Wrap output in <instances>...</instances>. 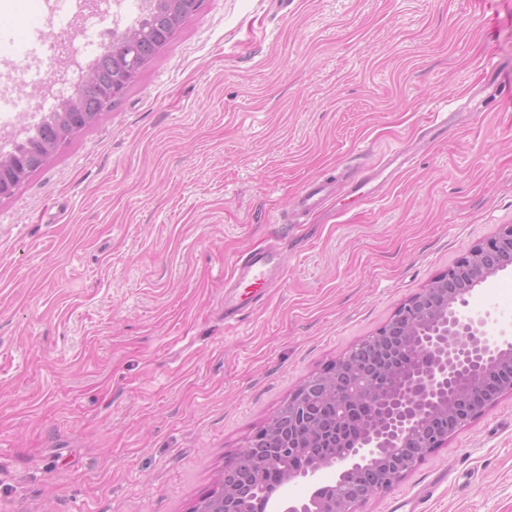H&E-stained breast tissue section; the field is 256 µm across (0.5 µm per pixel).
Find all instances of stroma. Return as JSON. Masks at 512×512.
Wrapping results in <instances>:
<instances>
[{
    "label": "stroma",
    "instance_id": "35a3bbf8",
    "mask_svg": "<svg viewBox=\"0 0 512 512\" xmlns=\"http://www.w3.org/2000/svg\"><path fill=\"white\" fill-rule=\"evenodd\" d=\"M448 109V126L432 114ZM412 149L363 208L309 180ZM512 224V0H204L0 198V512H193L310 375ZM278 243L284 281L224 317ZM512 326V268L467 312ZM357 512H512V394ZM334 194L335 191L331 183L321 179L308 181L294 200L293 207L295 216L297 218L307 217L317 212ZM232 295L224 292L225 314L239 315L254 309L269 288H274L281 274V256L276 247L250 252L236 270Z\"/></svg>",
    "mask_w": 512,
    "mask_h": 512
}]
</instances>
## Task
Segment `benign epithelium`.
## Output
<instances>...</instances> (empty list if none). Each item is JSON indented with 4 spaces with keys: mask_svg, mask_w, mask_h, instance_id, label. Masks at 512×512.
<instances>
[{
    "mask_svg": "<svg viewBox=\"0 0 512 512\" xmlns=\"http://www.w3.org/2000/svg\"><path fill=\"white\" fill-rule=\"evenodd\" d=\"M26 160L0 154V196L13 193L6 169ZM512 265V225L477 243L374 335L353 347L333 369L309 377L288 399V418L272 417L251 440V451L224 468V499L195 512H254L255 469L302 456L284 472L283 486L309 482L307 499L282 497L268 512H355L358 504L402 481L459 427L512 393V335L489 333L491 313H463L476 287ZM414 355L399 364L400 353ZM337 416L369 409L358 435L336 437V454L316 453L324 439L319 412ZM336 470V478H322Z\"/></svg>",
    "mask_w": 512,
    "mask_h": 512,
    "instance_id": "obj_1",
    "label": "benign epithelium"
}]
</instances>
